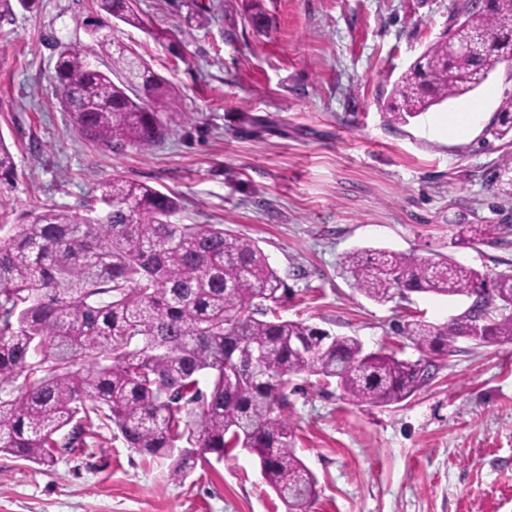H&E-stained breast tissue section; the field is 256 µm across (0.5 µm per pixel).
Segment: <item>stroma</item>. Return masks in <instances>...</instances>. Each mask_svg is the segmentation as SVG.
<instances>
[{
	"label": "stroma",
	"mask_w": 512,
	"mask_h": 512,
	"mask_svg": "<svg viewBox=\"0 0 512 512\" xmlns=\"http://www.w3.org/2000/svg\"><path fill=\"white\" fill-rule=\"evenodd\" d=\"M210 2L137 0L147 26L175 36L173 51L145 29L110 25L180 90L167 106L174 130L146 151L86 141L58 104L61 47L107 63L84 26L93 0H35L0 21V136L15 161L0 179V225L47 208L96 216L100 183L140 181L177 199L172 223L221 224L256 241L289 286L283 318L419 359L398 323L442 324L460 303L422 293L373 302L344 257L371 247L448 254L482 271L512 262L510 246L450 244L458 224L512 225V202L492 183L512 142L489 131L512 94V64L392 123L394 81L442 37L456 0H263L264 28L249 20V0H223L219 20L197 23ZM474 104L480 122L449 132V116ZM436 363L427 387L389 407L293 377L283 415L317 481L310 512H512V344L462 340ZM168 469L110 427L50 468L1 453L0 512H285L248 450L197 465L181 483Z\"/></svg>",
	"instance_id": "35a3bbf8"
}]
</instances>
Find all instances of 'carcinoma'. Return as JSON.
Masks as SVG:
<instances>
[{"label":"carcinoma","mask_w":512,"mask_h":512,"mask_svg":"<svg viewBox=\"0 0 512 512\" xmlns=\"http://www.w3.org/2000/svg\"><path fill=\"white\" fill-rule=\"evenodd\" d=\"M97 15L133 27L144 22L133 0H95ZM110 59L91 67L75 46L57 57L58 99L75 129L109 146L146 149L164 140L177 113L157 105L175 96L137 53L116 47L88 24ZM471 44L462 55L448 42ZM512 62V0H457L444 38L393 84L388 107L405 123L483 83L486 69ZM491 134H512V95ZM512 201V151L495 169ZM104 215L48 209L0 236V453L51 467L63 450L85 449L95 428L113 425L127 447L170 460L181 482L207 453L237 448L260 463L287 512H309L316 479L295 451L293 427L276 414L288 403L290 376L335 382L352 403L387 407L428 386L431 360L367 351L355 336L333 334L278 308L288 286L253 240L222 224H172L177 202L122 179L100 184ZM501 224H457L451 245L509 246ZM344 264L356 288L377 303L396 293L466 297L446 324L400 326L419 351L450 355L477 344L512 343V269L476 270L437 253L419 257L360 249ZM260 356L238 368L235 351ZM111 364H86L94 351ZM193 443L182 448L179 442Z\"/></svg>","instance_id":"obj_1"}]
</instances>
